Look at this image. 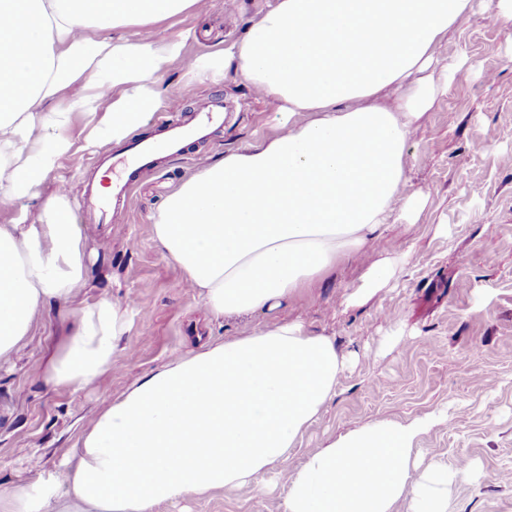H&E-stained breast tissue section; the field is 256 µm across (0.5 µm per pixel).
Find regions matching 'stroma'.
Here are the masks:
<instances>
[{"label":"stroma","mask_w":512,"mask_h":512,"mask_svg":"<svg viewBox=\"0 0 512 512\" xmlns=\"http://www.w3.org/2000/svg\"><path fill=\"white\" fill-rule=\"evenodd\" d=\"M275 0H202L198 9L156 24L170 39L188 34L187 53L223 50L243 37ZM465 60L468 80H451L408 144L409 192L426 205L415 223L399 221L374 257L401 258L390 283L360 305L345 298L365 266L353 260L288 305L243 319L215 318L181 269L154 239L152 216L167 196L206 162L275 134L277 101L261 97L234 72L223 80L172 62L159 78L165 110L188 118L209 98L224 101V126L212 141L191 146V160L167 159L144 170L127 205L112 220L83 212L80 189L102 173L101 151L81 150L48 177L42 193L65 191L70 220L83 235L89 286L84 306L107 297L132 306V328L111 370L80 390L45 384L46 358L58 343L64 312L38 314L31 336L0 363V491L33 483L65 467L70 450L96 415L140 377L249 326L298 320L334 338L352 365L336 396L303 435L290 460L299 466L359 424L406 423L444 413L417 439L423 463L470 473L448 489L447 512H512V38L488 24L483 0L438 49ZM259 488L233 495L166 501L153 512H282L287 488L277 471Z\"/></svg>","instance_id":"35a3bbf8"}]
</instances>
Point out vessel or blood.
I'll return each mask as SVG.
<instances>
[{"instance_id": "1", "label": "vessel or blood", "mask_w": 512, "mask_h": 512, "mask_svg": "<svg viewBox=\"0 0 512 512\" xmlns=\"http://www.w3.org/2000/svg\"><path fill=\"white\" fill-rule=\"evenodd\" d=\"M154 120L160 128L159 135L140 137L127 145L122 174L112 182V202H127L142 170L161 160L185 155L188 143L212 138L224 125V105L222 101L211 99L190 120L174 119L165 112L156 113Z\"/></svg>"}]
</instances>
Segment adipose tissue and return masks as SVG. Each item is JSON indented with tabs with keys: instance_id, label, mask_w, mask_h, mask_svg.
I'll list each match as a JSON object with an SVG mask.
<instances>
[{
	"instance_id": "obj_1",
	"label": "adipose tissue",
	"mask_w": 512,
	"mask_h": 512,
	"mask_svg": "<svg viewBox=\"0 0 512 512\" xmlns=\"http://www.w3.org/2000/svg\"><path fill=\"white\" fill-rule=\"evenodd\" d=\"M473 0H277L223 51L190 70L234 71L282 104L280 134L225 153L183 181L152 217L164 254L217 318L286 304L384 237L394 214L424 201L407 190V145L441 88L436 46ZM199 0H0V198H43L31 223L0 225V361L43 307L88 286L85 245L64 194L42 197L74 153L142 126L157 80L184 40L155 24ZM135 27L134 36L123 35ZM391 90L395 107L378 102ZM129 308L103 297L72 311L45 381L80 389L112 366ZM347 368L334 340L273 322L173 358L101 411L67 468L0 492V512H151L161 501L233 492L280 469L283 512H446L459 478L413 455L435 421L373 422L289 461Z\"/></svg>"
}]
</instances>
